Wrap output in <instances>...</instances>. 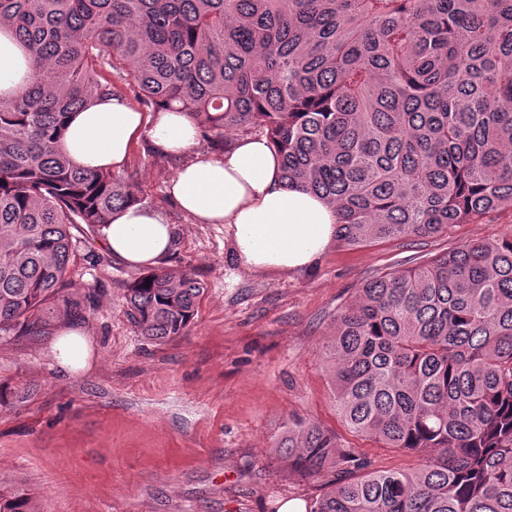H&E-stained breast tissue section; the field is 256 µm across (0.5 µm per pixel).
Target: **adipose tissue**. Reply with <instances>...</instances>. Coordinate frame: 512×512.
<instances>
[{
    "mask_svg": "<svg viewBox=\"0 0 512 512\" xmlns=\"http://www.w3.org/2000/svg\"><path fill=\"white\" fill-rule=\"evenodd\" d=\"M33 73L28 52L1 24L0 95H16ZM144 135L161 154L184 160L167 186L168 196L196 223L223 225L232 250L251 270L312 267L334 238V205L287 185L282 158L263 135L238 138L219 158L198 156L201 130L185 113L148 115L123 98L102 96L71 114L61 148L78 169L117 170ZM101 240L129 265L152 267L173 250L176 228L162 210L137 204L117 210L102 227ZM53 354L61 371L85 367V332L63 326Z\"/></svg>",
    "mask_w": 512,
    "mask_h": 512,
    "instance_id": "obj_1",
    "label": "adipose tissue"
}]
</instances>
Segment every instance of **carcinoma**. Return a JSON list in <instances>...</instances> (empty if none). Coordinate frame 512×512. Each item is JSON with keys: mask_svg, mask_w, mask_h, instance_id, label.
Listing matches in <instances>:
<instances>
[{"mask_svg": "<svg viewBox=\"0 0 512 512\" xmlns=\"http://www.w3.org/2000/svg\"><path fill=\"white\" fill-rule=\"evenodd\" d=\"M33 81L0 97V341L38 339L101 304L70 267L85 227L140 204L78 170L64 120L128 82L200 129H261L283 178L336 206L343 247L411 243L512 206V0H0ZM194 268L145 267L127 316L163 344L195 316ZM321 357L343 424L417 459L378 469L291 418L273 455L336 474L309 512H512V237L364 283ZM0 512H34L0 484Z\"/></svg>", "mask_w": 512, "mask_h": 512, "instance_id": "1", "label": "carcinoma"}]
</instances>
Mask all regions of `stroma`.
Segmentation results:
<instances>
[{"instance_id": "obj_1", "label": "stroma", "mask_w": 512, "mask_h": 512, "mask_svg": "<svg viewBox=\"0 0 512 512\" xmlns=\"http://www.w3.org/2000/svg\"><path fill=\"white\" fill-rule=\"evenodd\" d=\"M180 165L144 139L123 171L144 206L176 226L166 267L193 265L205 283L193 321L183 336L148 342L126 316L139 268L101 241L79 247L75 281L102 292L83 325L89 364L61 372L53 334L0 343V385L29 390L0 405V480L28 487L38 512H278L325 491L323 479L288 473L269 456L294 415L336 433L373 466L414 467V457L343 425L320 356L326 327L371 277L468 241L512 237V209L414 244H332L311 268L253 271L223 225L195 223L168 198Z\"/></svg>"}]
</instances>
